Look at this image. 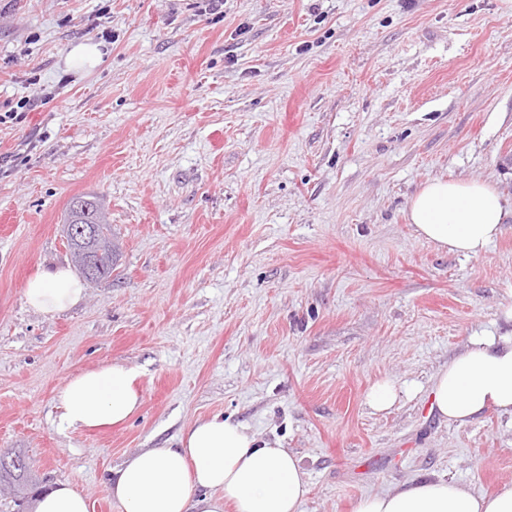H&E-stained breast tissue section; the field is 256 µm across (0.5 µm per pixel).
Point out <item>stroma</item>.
I'll return each mask as SVG.
<instances>
[{"instance_id": "obj_1", "label": "stroma", "mask_w": 512, "mask_h": 512, "mask_svg": "<svg viewBox=\"0 0 512 512\" xmlns=\"http://www.w3.org/2000/svg\"><path fill=\"white\" fill-rule=\"evenodd\" d=\"M105 30L100 67L67 71ZM25 100L0 124V452L28 482L0 512L61 482L121 512L112 471L214 416L300 458V512L430 473L512 485L511 421L430 410L433 375L512 306V213L472 258L406 218L435 178L512 204V0H0V113ZM76 196L119 259L47 317L24 287L72 267ZM112 363L138 371V415L62 429L65 380ZM396 398L395 386L390 380H383L375 384L367 394V403L374 410L380 411L389 408Z\"/></svg>"}]
</instances>
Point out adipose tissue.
<instances>
[{
  "label": "adipose tissue",
  "mask_w": 512,
  "mask_h": 512,
  "mask_svg": "<svg viewBox=\"0 0 512 512\" xmlns=\"http://www.w3.org/2000/svg\"><path fill=\"white\" fill-rule=\"evenodd\" d=\"M502 195L472 179L426 182L408 203L418 237L466 258L486 252L501 236ZM81 280L68 268L36 269L25 298L55 315L79 304ZM502 325L469 336L462 351L433 377L431 410L465 425L485 412L512 418V307ZM138 374L112 364L69 377L59 391L62 427L99 429L128 422L140 409ZM309 492L299 459L273 447L238 422L213 417L192 423L174 448H150L126 459L109 482L123 512H299ZM354 512H512V486L495 494L461 481L425 476L362 496Z\"/></svg>",
  "instance_id": "adipose-tissue-1"
}]
</instances>
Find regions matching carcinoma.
<instances>
[{
    "label": "carcinoma",
    "mask_w": 512,
    "mask_h": 512,
    "mask_svg": "<svg viewBox=\"0 0 512 512\" xmlns=\"http://www.w3.org/2000/svg\"><path fill=\"white\" fill-rule=\"evenodd\" d=\"M67 224H94L96 235L89 244L66 236L68 247L80 273L90 284H100L112 278L116 264V246L112 243V228L104 212L103 203L96 197L73 198L65 218Z\"/></svg>",
    "instance_id": "carcinoma-1"
}]
</instances>
